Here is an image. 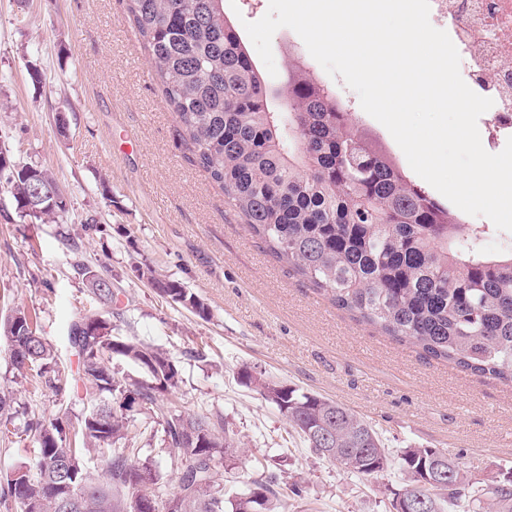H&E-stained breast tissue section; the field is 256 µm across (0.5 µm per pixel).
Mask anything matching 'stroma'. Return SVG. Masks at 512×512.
Returning a JSON list of instances; mask_svg holds the SVG:
<instances>
[{"instance_id":"35a3bbf8","label":"stroma","mask_w":512,"mask_h":512,"mask_svg":"<svg viewBox=\"0 0 512 512\" xmlns=\"http://www.w3.org/2000/svg\"><path fill=\"white\" fill-rule=\"evenodd\" d=\"M30 63L43 86L32 85ZM0 145L51 172L68 203L57 223L33 224L0 190V316L36 314L61 371H76L68 327L99 308L80 267L109 278L114 335L168 352L180 374L172 401L226 418L247 440L252 455L225 474L226 495L263 470L283 495L300 485L307 512H392L404 485L395 465L373 478L317 459L241 384L245 366L343 404L390 453L416 444L479 475L512 469V387L425 359L276 261L193 163L124 0H0ZM141 263L184 282L209 319L161 298L139 278ZM0 387L25 408L0 433V479L34 454L29 420L74 424L91 407L35 371L18 377L2 341Z\"/></svg>"}]
</instances>
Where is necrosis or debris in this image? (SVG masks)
Masks as SVG:
<instances>
[{
  "instance_id": "obj_1",
  "label": "necrosis or debris",
  "mask_w": 512,
  "mask_h": 512,
  "mask_svg": "<svg viewBox=\"0 0 512 512\" xmlns=\"http://www.w3.org/2000/svg\"><path fill=\"white\" fill-rule=\"evenodd\" d=\"M430 17L447 28L466 84L493 99L481 125L487 149L499 151L512 137V0H430Z\"/></svg>"
}]
</instances>
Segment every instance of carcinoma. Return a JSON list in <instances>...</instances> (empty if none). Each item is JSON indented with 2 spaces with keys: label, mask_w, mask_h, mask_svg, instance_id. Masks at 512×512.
Masks as SVG:
<instances>
[{
  "label": "carcinoma",
  "mask_w": 512,
  "mask_h": 512,
  "mask_svg": "<svg viewBox=\"0 0 512 512\" xmlns=\"http://www.w3.org/2000/svg\"><path fill=\"white\" fill-rule=\"evenodd\" d=\"M165 103L181 125L193 162L224 191L251 234L332 303L425 356L476 376L512 385V245L490 255L481 242L489 224H463L416 183L381 143L353 119L350 107L296 52L288 54L284 88H270L240 31L224 16V0H125ZM0 186L23 219L46 224L65 210L37 202L34 188L58 186L34 163L18 164L0 148ZM159 296L202 319L207 304L183 282L139 269ZM92 289L112 306V283ZM0 322L17 374L52 368L54 355L37 320L24 311ZM26 333L23 352L13 350ZM68 339L79 359L75 375L46 380L57 391L81 387L108 400L76 427L57 417L32 421L37 444L27 479L0 483V499L20 512H281L271 476L224 498L215 461L224 468L245 452L219 416L177 409L160 396L178 387L177 361L132 338L112 335L99 312L73 320ZM130 360L148 380L134 390L108 366ZM243 382L272 404L318 457L349 473L373 476L392 456L366 422L335 400L245 367ZM153 412L177 489L160 491L158 465L140 449L119 447L134 413ZM19 412L15 393L0 388V426ZM83 448H110L102 476L90 475ZM405 496L419 512H512V472L486 482L435 448L409 445L398 455Z\"/></svg>",
  "instance_id": "carcinoma-1"
}]
</instances>
